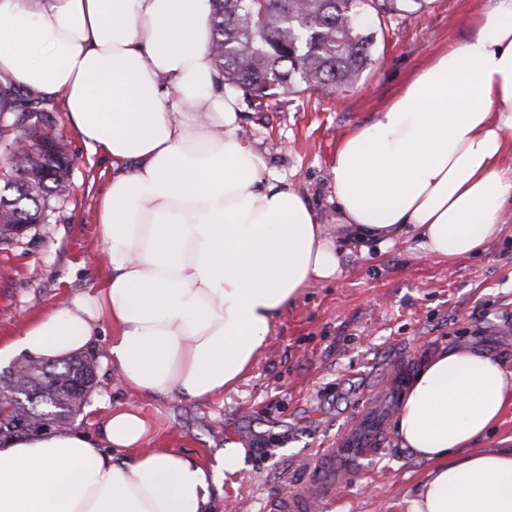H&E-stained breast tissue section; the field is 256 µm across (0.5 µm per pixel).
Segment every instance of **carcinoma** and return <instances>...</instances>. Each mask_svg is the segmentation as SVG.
Segmentation results:
<instances>
[{
	"label": "carcinoma",
	"mask_w": 512,
	"mask_h": 512,
	"mask_svg": "<svg viewBox=\"0 0 512 512\" xmlns=\"http://www.w3.org/2000/svg\"><path fill=\"white\" fill-rule=\"evenodd\" d=\"M212 0L208 57L218 85L263 106L280 94L315 90L335 95L360 80L373 62L375 36L363 23L366 9L378 16L401 10L404 0ZM49 100L0 83V116L21 109L12 125L0 126V146L11 163L0 183V240L17 224H43L49 201L64 195L72 159L47 122ZM25 136L31 151L17 157ZM88 355L48 362L27 356L0 372V442L31 428L69 430L95 380Z\"/></svg>",
	"instance_id": "cac0c4a2"
}]
</instances>
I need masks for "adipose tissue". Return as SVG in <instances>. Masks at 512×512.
<instances>
[{
	"label": "adipose tissue",
	"mask_w": 512,
	"mask_h": 512,
	"mask_svg": "<svg viewBox=\"0 0 512 512\" xmlns=\"http://www.w3.org/2000/svg\"><path fill=\"white\" fill-rule=\"evenodd\" d=\"M211 0H0V82L62 98L85 144L118 167L99 207L107 276L0 347L43 360L108 333L105 362L134 394L197 400L234 389L276 318L343 272L339 238L387 249L413 238L437 260L481 253L512 217V0L437 51L340 143L336 222L273 176L234 91L207 56ZM512 408V367L444 351L411 380L396 438L429 470L404 512H512V450L478 443ZM133 407L98 434L0 446V512H208L246 470L227 443L206 469L150 448Z\"/></svg>",
	"instance_id": "ef3b65f1"
}]
</instances>
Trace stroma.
Listing matches in <instances>:
<instances>
[{
    "instance_id": "stroma-1",
    "label": "stroma",
    "mask_w": 512,
    "mask_h": 512,
    "mask_svg": "<svg viewBox=\"0 0 512 512\" xmlns=\"http://www.w3.org/2000/svg\"><path fill=\"white\" fill-rule=\"evenodd\" d=\"M477 0H422L413 14L369 15L373 63L339 98L317 91L241 100L242 123L269 170L306 195L322 223L336 221L329 167L355 127L372 122L432 53L469 33ZM48 119L73 158L69 190L52 199L48 221L0 241V345L78 292H93L107 273L99 205L115 170L74 130L62 100ZM344 271L314 283L276 320L268 348L236 389L204 400L131 394L102 366L108 343L88 348L98 360L76 427L95 431L116 406L138 408L151 424L152 447L173 448L210 466L224 444L248 448L249 469L215 492L213 512H267L303 483L297 457L335 438L364 388L401 360L422 365L443 349L475 347L512 361V223L480 255L437 260L413 241L387 251L344 243ZM427 466L396 437L343 489L326 512H402V499Z\"/></svg>"
}]
</instances>
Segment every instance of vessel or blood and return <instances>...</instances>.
<instances>
[{
  "mask_svg": "<svg viewBox=\"0 0 512 512\" xmlns=\"http://www.w3.org/2000/svg\"><path fill=\"white\" fill-rule=\"evenodd\" d=\"M407 367L392 365L381 384L368 389L358 412L328 447L314 449L300 465L305 481L293 496L279 500L276 512H310L314 503H326L337 491L384 450L386 423L404 391Z\"/></svg>",
  "mask_w": 512,
  "mask_h": 512,
  "instance_id": "b4317fda",
  "label": "vessel or blood"
}]
</instances>
